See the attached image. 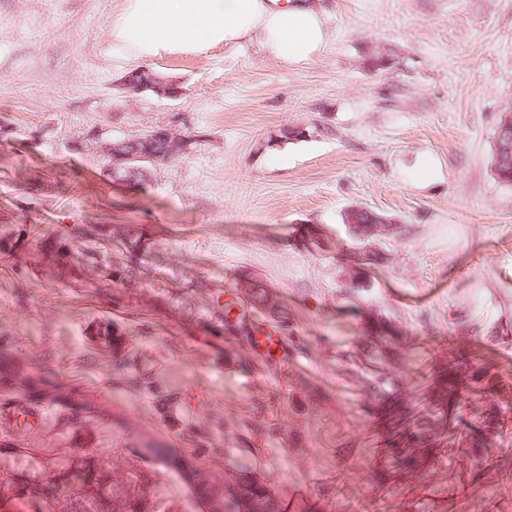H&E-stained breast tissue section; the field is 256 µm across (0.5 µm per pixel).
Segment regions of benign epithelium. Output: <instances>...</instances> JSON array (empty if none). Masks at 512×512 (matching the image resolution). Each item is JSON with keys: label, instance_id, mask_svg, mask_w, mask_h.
Here are the masks:
<instances>
[{"label": "benign epithelium", "instance_id": "obj_1", "mask_svg": "<svg viewBox=\"0 0 512 512\" xmlns=\"http://www.w3.org/2000/svg\"><path fill=\"white\" fill-rule=\"evenodd\" d=\"M122 86L129 93L150 92L168 100H177L183 95L182 87L176 82L145 70L135 69L128 72L123 77ZM152 132L150 139L164 144L158 152L149 146L139 154L127 149L126 141L121 144L101 142L96 145L97 153L103 160V173L112 174V182L120 185L136 184L141 175L147 174V170L139 166V162L150 160L157 164L187 151V139L173 129L162 126L152 129Z\"/></svg>", "mask_w": 512, "mask_h": 512}]
</instances>
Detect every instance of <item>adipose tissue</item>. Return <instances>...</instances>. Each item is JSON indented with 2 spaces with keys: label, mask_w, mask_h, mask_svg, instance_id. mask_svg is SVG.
I'll return each instance as SVG.
<instances>
[{
  "label": "adipose tissue",
  "mask_w": 512,
  "mask_h": 512,
  "mask_svg": "<svg viewBox=\"0 0 512 512\" xmlns=\"http://www.w3.org/2000/svg\"><path fill=\"white\" fill-rule=\"evenodd\" d=\"M107 36L131 63L202 56L248 40L273 60L299 65L327 45L332 31L312 0H290L283 9L268 0H120Z\"/></svg>",
  "instance_id": "1"
}]
</instances>
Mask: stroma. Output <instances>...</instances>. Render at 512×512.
I'll use <instances>...</instances> for the list:
<instances>
[{
  "label": "stroma",
  "mask_w": 512,
  "mask_h": 512,
  "mask_svg": "<svg viewBox=\"0 0 512 512\" xmlns=\"http://www.w3.org/2000/svg\"><path fill=\"white\" fill-rule=\"evenodd\" d=\"M314 2L333 37L309 63L254 43L161 59L152 72L184 90L169 101L122 88L117 0H0V223L141 224L160 267L224 289L254 272L290 316L288 358L268 369L151 288L119 306L101 281L0 255V350L107 403L76 432L87 447L108 452L130 422L202 466L270 474L287 512H512V186L493 173L512 0ZM159 125L188 153L139 185L106 182L94 135ZM75 169L63 199L26 188ZM360 206L392 228L354 265L343 216ZM311 226L331 251L303 248ZM377 317L400 336L381 370ZM108 321L154 386L94 347Z\"/></svg>",
  "instance_id": "stroma-1"
}]
</instances>
